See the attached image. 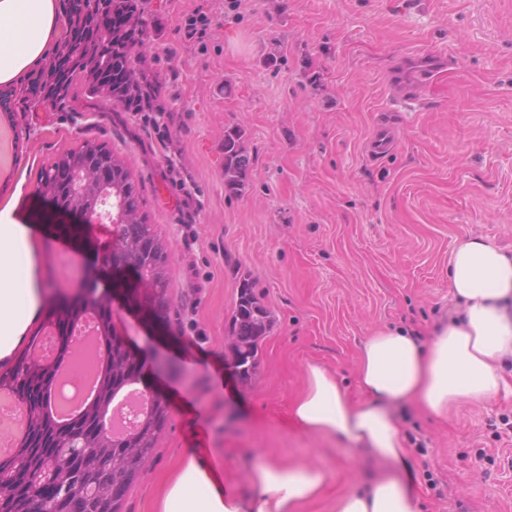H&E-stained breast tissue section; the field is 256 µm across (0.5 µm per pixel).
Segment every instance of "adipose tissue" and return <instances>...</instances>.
<instances>
[{
  "label": "adipose tissue",
  "mask_w": 512,
  "mask_h": 512,
  "mask_svg": "<svg viewBox=\"0 0 512 512\" xmlns=\"http://www.w3.org/2000/svg\"><path fill=\"white\" fill-rule=\"evenodd\" d=\"M59 30L57 0H0V85L32 71ZM34 242L13 207L1 208L0 358L17 349L50 303L45 280L35 274ZM448 278L461 316L437 325L425 343L402 328L368 336L358 353L360 400L351 399L328 368L307 371L306 388L290 407L292 420L387 468L343 497L337 512H422L399 473L408 450L397 407L416 403L444 417L458 402L483 404L512 387L502 372L512 362V255L484 239L463 240L451 252ZM328 479L319 467L259 459L248 472L249 490L233 492L224 486L223 465L198 448L181 461L157 512H298Z\"/></svg>",
  "instance_id": "1"
}]
</instances>
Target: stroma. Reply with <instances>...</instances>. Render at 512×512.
Returning <instances> with one entry per match:
<instances>
[{
  "instance_id": "obj_1",
  "label": "stroma",
  "mask_w": 512,
  "mask_h": 512,
  "mask_svg": "<svg viewBox=\"0 0 512 512\" xmlns=\"http://www.w3.org/2000/svg\"><path fill=\"white\" fill-rule=\"evenodd\" d=\"M139 73L164 87L165 132L88 96L55 112L0 109L13 133L0 206L18 198L43 235L41 170L88 143L105 145L143 191L166 252L165 332L112 303L118 331L179 369L156 384L170 420L121 512H151L188 450L215 449L224 483L248 486L265 458L327 470L300 512H336L368 457L305 433L289 407L309 365L356 381L366 336L403 327L429 336L460 316L448 259L462 239L512 252V0H142ZM204 9V41L185 37ZM444 54L443 66L424 60ZM427 69L414 104L397 81ZM396 144L369 158L378 114ZM251 158L242 194L224 190V132ZM189 180L184 206L180 180ZM250 283L273 323L251 386L226 374L231 313ZM424 512H512V394L459 403L447 417L398 408Z\"/></svg>"
}]
</instances>
